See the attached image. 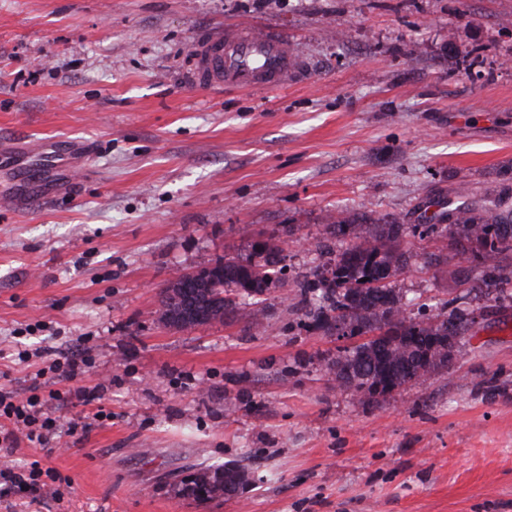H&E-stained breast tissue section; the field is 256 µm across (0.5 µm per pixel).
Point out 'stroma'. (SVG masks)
I'll return each mask as SVG.
<instances>
[{"label": "stroma", "mask_w": 512, "mask_h": 512, "mask_svg": "<svg viewBox=\"0 0 512 512\" xmlns=\"http://www.w3.org/2000/svg\"><path fill=\"white\" fill-rule=\"evenodd\" d=\"M240 26L287 37L288 86L190 82L197 37ZM1 138L85 142L87 171L0 207V386L89 362L84 400L49 404L60 496L0 512H512V302L467 295V256L423 262L441 203L512 188V0H0ZM339 217L401 224L409 315H478L451 368L375 402L326 376L339 343L297 290ZM260 238L285 269L258 323L157 322L175 273ZM224 463L254 477L238 497L180 494ZM88 359H83L78 356H60L55 358H50V364L48 367V371L53 373L52 378L56 379V383L68 382L71 380L79 370H81L82 365H87ZM45 369H41L40 376H43L48 372Z\"/></svg>", "instance_id": "35a3bbf8"}]
</instances>
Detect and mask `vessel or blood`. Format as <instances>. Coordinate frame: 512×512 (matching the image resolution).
I'll use <instances>...</instances> for the list:
<instances>
[{"mask_svg": "<svg viewBox=\"0 0 512 512\" xmlns=\"http://www.w3.org/2000/svg\"><path fill=\"white\" fill-rule=\"evenodd\" d=\"M299 72L287 39L270 31L256 33L247 27L229 28L202 36L195 49L190 77L194 83L232 88H279ZM55 162L50 140L0 144V158L16 152Z\"/></svg>", "mask_w": 512, "mask_h": 512, "instance_id": "b4317fda", "label": "vessel or blood"}]
</instances>
